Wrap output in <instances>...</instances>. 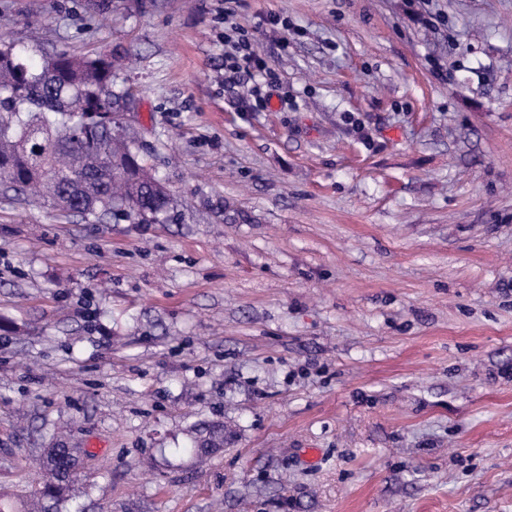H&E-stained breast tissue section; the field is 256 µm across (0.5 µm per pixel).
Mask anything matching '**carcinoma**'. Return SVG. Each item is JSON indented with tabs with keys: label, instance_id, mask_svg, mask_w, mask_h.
<instances>
[{
	"label": "carcinoma",
	"instance_id": "obj_1",
	"mask_svg": "<svg viewBox=\"0 0 512 512\" xmlns=\"http://www.w3.org/2000/svg\"><path fill=\"white\" fill-rule=\"evenodd\" d=\"M105 57L57 54L52 68H32L17 52L0 59V186L51 202L93 223L120 214L134 224H153L172 198L147 171L132 144L114 139L115 122L100 90L114 86ZM224 445V426L196 436L198 458ZM75 448H45L38 466L33 512H63L79 498Z\"/></svg>",
	"mask_w": 512,
	"mask_h": 512
}]
</instances>
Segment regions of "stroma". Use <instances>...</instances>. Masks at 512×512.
Instances as JSON below:
<instances>
[{"instance_id": "35a3bbf8", "label": "stroma", "mask_w": 512, "mask_h": 512, "mask_svg": "<svg viewBox=\"0 0 512 512\" xmlns=\"http://www.w3.org/2000/svg\"><path fill=\"white\" fill-rule=\"evenodd\" d=\"M86 2L0 0V45L131 58L174 203L0 191V512L59 441L84 512H512V0ZM238 29L240 37L234 44L232 51L224 53V68L233 74L244 72L254 79L255 85L252 90L256 101L254 111L265 110L270 102L272 92L275 90L276 77L266 68L261 55L255 49L254 39L249 36L248 31L245 28ZM256 78L264 80L268 88L263 96L261 83ZM224 445V425L211 428L205 436H195L193 448L197 458L211 457Z\"/></svg>"}]
</instances>
